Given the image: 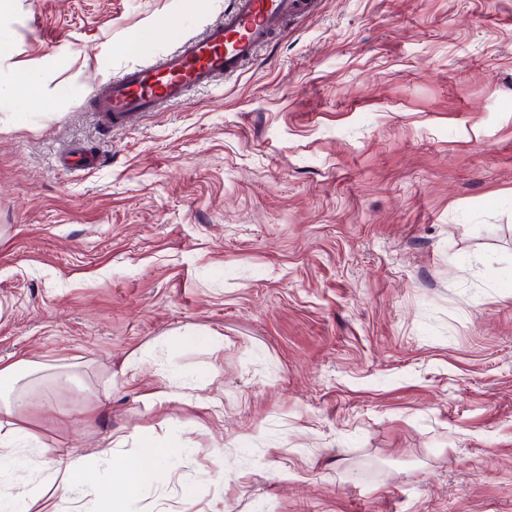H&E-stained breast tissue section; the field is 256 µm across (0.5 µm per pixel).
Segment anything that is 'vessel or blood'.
<instances>
[{"mask_svg": "<svg viewBox=\"0 0 512 512\" xmlns=\"http://www.w3.org/2000/svg\"><path fill=\"white\" fill-rule=\"evenodd\" d=\"M307 7L306 0H234L202 34L94 85L89 109L101 125L118 130L159 107L186 102L191 90L238 73L289 17Z\"/></svg>", "mask_w": 512, "mask_h": 512, "instance_id": "b4317fda", "label": "vessel or blood"}]
</instances>
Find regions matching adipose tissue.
Instances as JSON below:
<instances>
[{
	"instance_id": "1",
	"label": "adipose tissue",
	"mask_w": 512,
	"mask_h": 512,
	"mask_svg": "<svg viewBox=\"0 0 512 512\" xmlns=\"http://www.w3.org/2000/svg\"><path fill=\"white\" fill-rule=\"evenodd\" d=\"M45 365L31 360H18L0 367V415L7 419V427L0 432V479L10 478L31 461L29 450L35 440L23 415L31 399L30 390L22 377L44 370ZM52 454L63 462L60 478L42 482L31 480L13 482L9 492L0 493V512H17L18 502L41 498L48 491L67 493L71 485L83 482L84 463L71 458L69 449L56 448ZM170 451L149 443L142 444L135 456L114 459L111 453L101 452L99 462L106 475L93 490L90 512H131L139 488L154 482L158 466Z\"/></svg>"
}]
</instances>
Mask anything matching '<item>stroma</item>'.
<instances>
[{
	"label": "stroma",
	"instance_id": "1",
	"mask_svg": "<svg viewBox=\"0 0 512 512\" xmlns=\"http://www.w3.org/2000/svg\"><path fill=\"white\" fill-rule=\"evenodd\" d=\"M314 2L112 133L93 84L231 0L0 18V366L50 365L31 478L149 440L179 454L136 512H512V0Z\"/></svg>",
	"mask_w": 512,
	"mask_h": 512
}]
</instances>
